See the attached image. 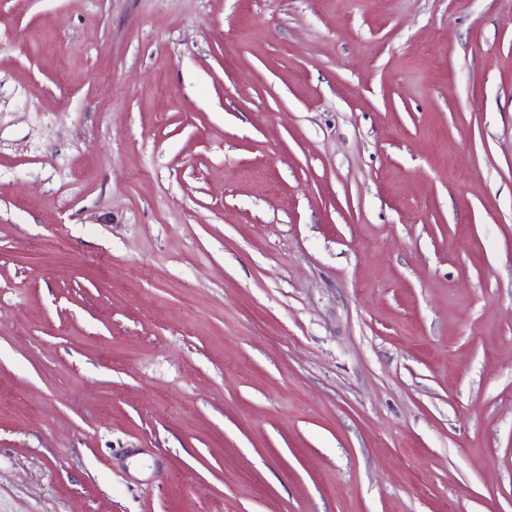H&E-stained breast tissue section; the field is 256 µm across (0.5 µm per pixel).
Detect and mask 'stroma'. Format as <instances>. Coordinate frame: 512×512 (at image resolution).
Returning <instances> with one entry per match:
<instances>
[{"label": "stroma", "instance_id": "obj_1", "mask_svg": "<svg viewBox=\"0 0 512 512\" xmlns=\"http://www.w3.org/2000/svg\"><path fill=\"white\" fill-rule=\"evenodd\" d=\"M0 512H512V0H0Z\"/></svg>", "mask_w": 512, "mask_h": 512}]
</instances>
